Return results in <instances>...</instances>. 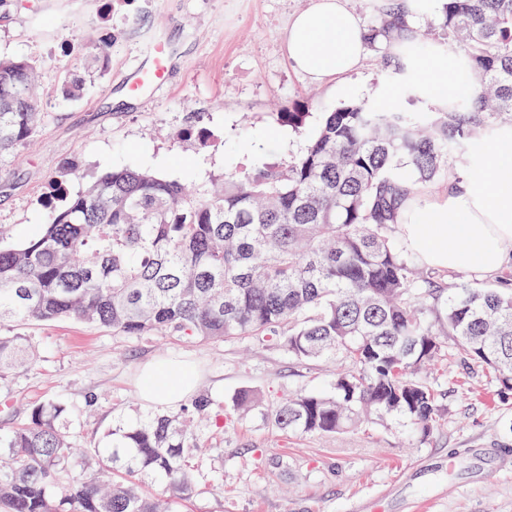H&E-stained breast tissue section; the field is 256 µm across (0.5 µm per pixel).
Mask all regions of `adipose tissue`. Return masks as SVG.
<instances>
[{"instance_id":"obj_1","label":"adipose tissue","mask_w":512,"mask_h":512,"mask_svg":"<svg viewBox=\"0 0 512 512\" xmlns=\"http://www.w3.org/2000/svg\"><path fill=\"white\" fill-rule=\"evenodd\" d=\"M284 42L296 70L322 83L360 65L366 31L347 0H310L289 20ZM423 79L440 109L464 88L453 61L425 70ZM487 150L495 164L485 177L461 180L424 206L422 223L401 225L406 244L425 264L452 268L463 262L494 275L512 262V134L491 140ZM196 383L187 365L158 362L142 370L139 392L146 403L176 406L188 399Z\"/></svg>"}]
</instances>
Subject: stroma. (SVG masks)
<instances>
[{"label": "stroma", "instance_id": "obj_1", "mask_svg": "<svg viewBox=\"0 0 512 512\" xmlns=\"http://www.w3.org/2000/svg\"><path fill=\"white\" fill-rule=\"evenodd\" d=\"M308 0H22L0 18V57L41 62L38 98L45 120L14 154L0 158V227L16 240L41 226L50 183L65 163L76 192L89 175L141 167L202 186L228 172L284 166L304 149L324 113L361 99L411 112L431 110L390 76L394 44L369 48L362 67L314 83L292 66L283 42L290 16ZM437 0L411 23L431 51L416 68L460 61L439 25ZM81 44L108 38L110 54L83 96L64 100L60 61L65 33ZM173 50L169 83L147 97L124 79L159 45ZM306 103L302 129L277 121L278 109ZM32 337L36 356L0 375V401L17 411L53 399L71 412L73 466L91 472L85 451L115 420L145 411L138 371L152 360L183 362L199 391L223 408L221 428L199 423L206 446L194 460L195 492L176 512H512V398L501 400L482 365L442 362L432 381L444 422L422 437L402 422L365 424L335 436L283 435L260 413L238 416L243 390L276 402L299 392H329L330 367L298 362L254 339L200 344L168 336H115L73 319L0 326V336Z\"/></svg>", "mask_w": 512, "mask_h": 512}]
</instances>
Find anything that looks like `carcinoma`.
<instances>
[{
  "mask_svg": "<svg viewBox=\"0 0 512 512\" xmlns=\"http://www.w3.org/2000/svg\"><path fill=\"white\" fill-rule=\"evenodd\" d=\"M442 25L475 91L444 112H406L355 101L323 116L290 165L253 176L227 173L195 188L155 172L119 168L75 194L55 181L41 233L0 240V323L74 319L114 336L163 332L208 342L262 337L299 361L336 364L329 394L300 392L270 410L285 435L331 436L362 421L402 419L426 437L443 420L439 393L420 375L461 356L512 392V276L481 278L466 266L420 267L400 243L409 203L461 179L460 159L490 135L512 133V0H442ZM369 44L399 42L410 61L429 52L395 0ZM104 39L70 68L107 59ZM36 62L0 59V156L27 143L43 121L32 88ZM82 80L62 95L80 98ZM295 101L277 119L295 129ZM21 335L0 336V372L27 366ZM261 404L239 392L238 410ZM194 415L224 423L211 397L160 407L108 430L92 449L97 469L72 466L66 408L47 400L0 432V503L10 512H175L195 491L201 451ZM139 472L166 496H146Z\"/></svg>",
  "mask_w": 512,
  "mask_h": 512,
  "instance_id": "1",
  "label": "carcinoma"
}]
</instances>
